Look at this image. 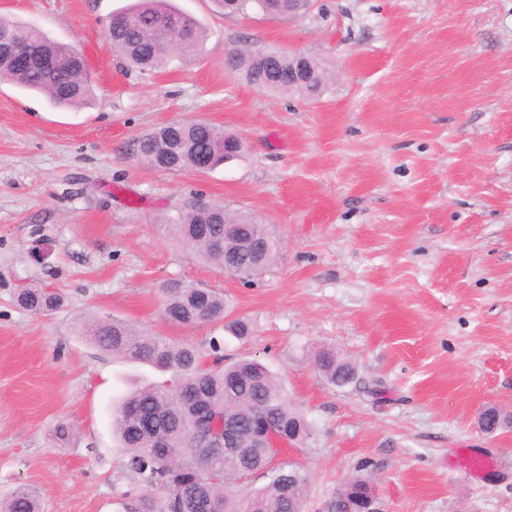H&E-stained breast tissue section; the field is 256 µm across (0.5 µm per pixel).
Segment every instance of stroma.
<instances>
[{"label":"stroma","instance_id":"stroma-1","mask_svg":"<svg viewBox=\"0 0 512 512\" xmlns=\"http://www.w3.org/2000/svg\"><path fill=\"white\" fill-rule=\"evenodd\" d=\"M131 2L0 0L1 17L83 54L95 96L64 108L0 85V498L27 486L45 512H122L135 480L115 410L163 376L79 333L115 318L269 368L312 429L280 454L309 476L307 512H334L360 480L377 512H512V426L479 423L489 407L512 416V0H314L288 20L173 0L207 38L159 71L105 45ZM241 45L314 59L323 94L246 84L224 69ZM179 119L243 149L201 173L146 165L138 137ZM194 196L279 240L254 284L177 240L167 220ZM171 279L223 294L250 336L165 320ZM23 284L64 306L19 309ZM326 346L354 365L349 385L319 374ZM460 448L495 469H457Z\"/></svg>","mask_w":512,"mask_h":512}]
</instances>
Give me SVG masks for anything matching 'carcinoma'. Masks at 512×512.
I'll use <instances>...</instances> for the list:
<instances>
[{
    "instance_id": "carcinoma-1",
    "label": "carcinoma",
    "mask_w": 512,
    "mask_h": 512,
    "mask_svg": "<svg viewBox=\"0 0 512 512\" xmlns=\"http://www.w3.org/2000/svg\"><path fill=\"white\" fill-rule=\"evenodd\" d=\"M226 14L255 10L263 16L286 20L309 8L308 0H217ZM121 22L106 35L107 47L141 68H163L200 46L206 30L169 0H137L119 13ZM0 32L52 50L59 58L53 70L17 72L9 83L43 94L56 106L81 107L92 98L86 64L71 46L49 38L31 25L0 19ZM226 64L233 74L257 89L297 93L316 99L324 92L325 79L316 62L310 63L306 82L288 85L277 75L288 71V57L267 58L255 49L232 48ZM224 129L205 121L174 120L139 139L138 151L151 167L180 172L197 169L201 157L211 167L224 162ZM235 222L241 231L224 236V221ZM175 235L191 254L224 270V263L247 268L261 254L263 267L271 266L278 244L262 224L245 214L228 215L224 206L210 213L188 201L170 219ZM163 311L176 324L192 327L203 323L224 324L234 336L250 332L243 319H227L224 296L192 283L172 280L162 285ZM16 304L36 313L52 312L63 297L40 285H26L14 294ZM81 335L97 348L151 364L167 375L162 382L135 388L121 400L114 429L126 449V469L136 488L121 494L123 512H305L309 479H288L286 471L267 470L273 451L266 447L263 424L292 443L304 441L311 428L303 415L288 405L281 383L263 364L253 360L224 363L221 344L210 343L211 361L189 342L166 340L137 331L125 321L92 320ZM316 367L331 384L345 386L355 369L332 349L320 351ZM226 420L238 423V447L234 456L210 455L201 438L223 433ZM256 476L267 483L243 496L242 480ZM0 512H43L37 491L23 487L0 500Z\"/></svg>"
}]
</instances>
